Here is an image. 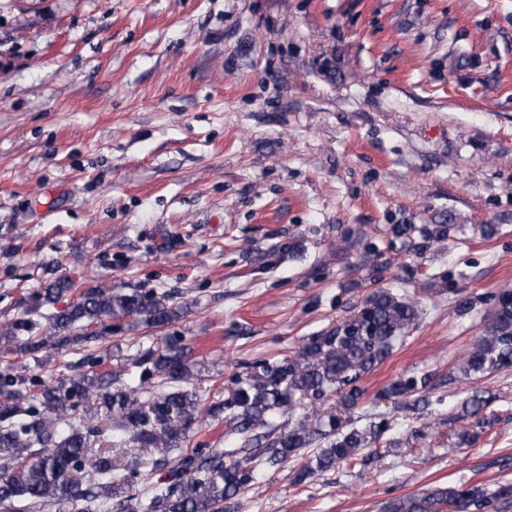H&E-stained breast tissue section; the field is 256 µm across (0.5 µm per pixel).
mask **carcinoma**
Masks as SVG:
<instances>
[{
    "instance_id": "1",
    "label": "carcinoma",
    "mask_w": 512,
    "mask_h": 512,
    "mask_svg": "<svg viewBox=\"0 0 512 512\" xmlns=\"http://www.w3.org/2000/svg\"><path fill=\"white\" fill-rule=\"evenodd\" d=\"M450 224H395V237L420 235L426 243L448 239ZM75 300L55 309L68 293ZM183 313L153 289L126 292L95 285L80 291L56 277L28 296L23 315L0 326V512H29L50 504L58 512H229L255 479L254 463L282 464L314 449L294 475L301 483L350 462L385 430L387 422L347 428L319 406L340 395L349 408L365 395L361 380L392 355L421 315L418 302L376 288L356 312L315 336L291 355L239 364L224 400L202 408L191 348L171 335L147 349L116 355L106 341L127 321L163 328ZM484 328L448 379L488 376L512 366V305L497 303ZM71 378L47 380L19 362L43 366L40 353L68 355L89 345ZM105 360L115 368L98 372ZM433 375L400 377L380 396L421 398L435 388ZM300 401L312 411L293 425H277L283 409ZM489 400L476 389L460 419L485 423ZM224 421V433L241 448H212L193 441V425ZM155 482H148L154 473ZM512 485L488 489L436 487L395 500L388 512H507Z\"/></svg>"
}]
</instances>
